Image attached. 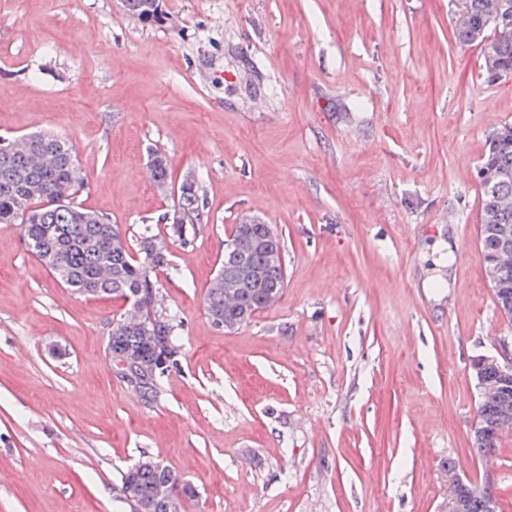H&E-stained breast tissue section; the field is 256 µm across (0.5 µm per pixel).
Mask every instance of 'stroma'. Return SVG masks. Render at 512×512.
I'll use <instances>...</instances> for the list:
<instances>
[{
  "label": "stroma",
  "mask_w": 512,
  "mask_h": 512,
  "mask_svg": "<svg viewBox=\"0 0 512 512\" xmlns=\"http://www.w3.org/2000/svg\"><path fill=\"white\" fill-rule=\"evenodd\" d=\"M0 0V136L70 138L81 204L170 264L182 348L156 400L107 353L112 298L72 295L0 224V512H124L142 455L184 512H448L450 474L512 512V434L479 454L471 363L512 343L479 246L477 171L512 123L456 42V0ZM161 151L172 188L152 181ZM193 177L200 223L164 217ZM285 244L280 300L214 326L207 288L242 217ZM450 290H424L442 257ZM124 13L141 23H155L162 19V11L154 6V0H120Z\"/></svg>",
  "instance_id": "1"
}]
</instances>
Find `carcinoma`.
Instances as JSON below:
<instances>
[{
	"mask_svg": "<svg viewBox=\"0 0 512 512\" xmlns=\"http://www.w3.org/2000/svg\"><path fill=\"white\" fill-rule=\"evenodd\" d=\"M461 23L457 39L473 43L472 34L485 35L484 55L502 69L512 71V0H459ZM124 13L141 23L162 19L154 0H120ZM9 150L0 153V224H18L28 250L51 272L62 287L93 297L126 301L125 311L112 321V359L131 352L130 374L140 394L155 399L162 392V378L178 363L157 365L159 355L176 346L177 324L159 309L157 271L168 265L166 252L151 236L142 238L137 253L108 218L86 209L77 201L84 182L74 144L43 132L7 139ZM481 166L487 177L505 168L506 184L496 192L482 191L483 224L512 225V125L506 124L488 138ZM149 171L159 187L167 184L165 155H150ZM176 231L183 232L184 217L199 212L198 188L193 181L180 186ZM272 225L245 219L234 225L233 238L224 246L213 282L206 295V314L231 331L244 325L243 312L254 314L272 306L285 285V255L275 259L263 248ZM263 273L260 288L244 285L243 266ZM478 419L484 424V441L477 451L496 447L503 425H512V391L507 399L480 403ZM138 498L148 512H172L174 506L194 497V490L163 461L153 466L134 465L121 475L116 498L125 503L126 492ZM466 512H486L484 491L471 483L460 490Z\"/></svg>",
	"mask_w": 512,
	"mask_h": 512,
	"instance_id": "cac0c4a2",
	"label": "carcinoma"
}]
</instances>
